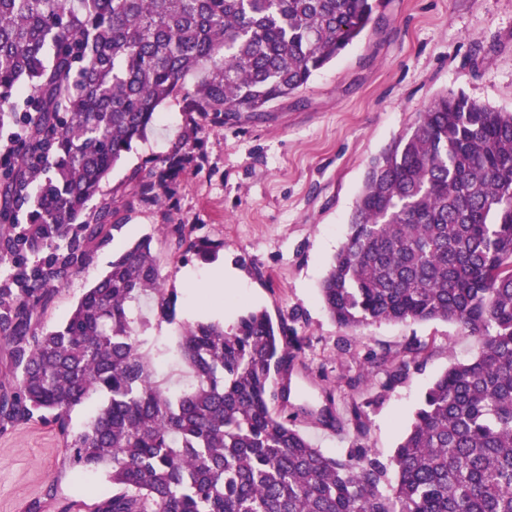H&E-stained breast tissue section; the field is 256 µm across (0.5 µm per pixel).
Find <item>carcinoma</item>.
I'll list each match as a JSON object with an SVG mask.
<instances>
[{
  "instance_id": "obj_1",
  "label": "carcinoma",
  "mask_w": 512,
  "mask_h": 512,
  "mask_svg": "<svg viewBox=\"0 0 512 512\" xmlns=\"http://www.w3.org/2000/svg\"><path fill=\"white\" fill-rule=\"evenodd\" d=\"M382 0H0V433L56 427L64 462L112 493L61 512H512V112L435 98L371 161L350 232L321 282L344 327L453 321L478 355L425 391L390 464L355 443L328 456L271 404L303 341L251 310L226 329L174 323L144 236L116 255L57 327L40 316L108 247L121 213L159 202L199 134L263 119L357 42ZM189 75L198 76L193 88ZM181 96L192 118L161 161L111 170ZM208 262L214 246L171 230ZM426 345L371 353L382 389ZM102 397L83 429L73 410ZM366 403L349 407L365 433ZM397 482H388V466Z\"/></svg>"
}]
</instances>
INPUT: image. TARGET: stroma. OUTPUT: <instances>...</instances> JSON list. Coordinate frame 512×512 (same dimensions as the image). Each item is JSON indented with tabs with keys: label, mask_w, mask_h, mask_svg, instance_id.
I'll return each mask as SVG.
<instances>
[{
	"label": "stroma",
	"mask_w": 512,
	"mask_h": 512,
	"mask_svg": "<svg viewBox=\"0 0 512 512\" xmlns=\"http://www.w3.org/2000/svg\"><path fill=\"white\" fill-rule=\"evenodd\" d=\"M450 90L512 112V0H386L358 42L266 119L204 130L165 203L128 214L111 247L57 293L43 326L60 324L113 256L152 237L164 286L179 296V321L210 318L229 328L263 309L294 326L305 347L288 377L293 401L314 411L333 403L345 420L330 429L305 418L299 431L325 454L344 455L358 442L389 461L426 388L451 363L473 359L476 339L442 320L341 327L319 285L347 239L371 160ZM186 124L181 100L167 101L104 192L121 196L129 171L165 157ZM174 224L190 239L218 245L217 258L181 255L166 231ZM228 265L240 284L213 297L204 285ZM414 338L427 346L418 365L384 387L371 353L401 350ZM354 377L361 380L355 389ZM363 401L367 430L360 436L346 417ZM63 456V440L50 426L33 422L0 435V512H27L36 500L43 512H58L60 502L90 503L110 492L102 474L64 467Z\"/></svg>",
	"instance_id": "obj_1"
}]
</instances>
